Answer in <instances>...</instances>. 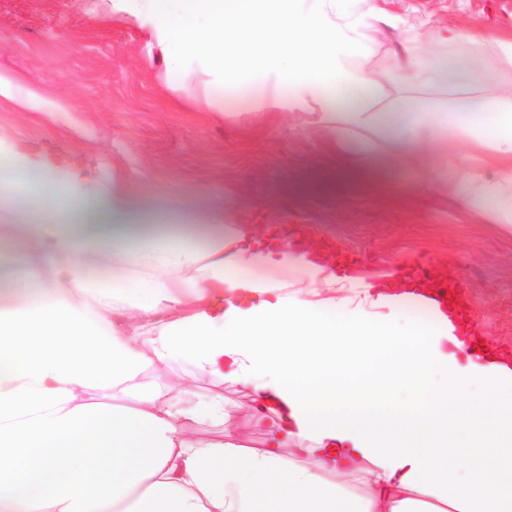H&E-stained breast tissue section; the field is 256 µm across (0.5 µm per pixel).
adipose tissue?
Segmentation results:
<instances>
[{
    "mask_svg": "<svg viewBox=\"0 0 512 512\" xmlns=\"http://www.w3.org/2000/svg\"><path fill=\"white\" fill-rule=\"evenodd\" d=\"M111 2L164 55L170 91L307 111L347 179L447 143L489 148L498 178L442 170L410 188L498 202L490 218L512 226V99L423 98L372 138L370 48L394 21L378 0ZM482 78L474 56L408 75ZM4 204L24 207L29 238L18 297L0 294V512H512V354H474L453 307L404 315L395 282L340 296L348 274L242 222L231 195L208 206L204 237L134 238L98 223L107 203L85 179L0 147ZM99 253L112 281L85 263ZM291 267L306 286L258 276ZM199 381L246 390L245 422ZM452 436L469 453L453 465ZM351 474L361 494L334 481Z\"/></svg>",
    "mask_w": 512,
    "mask_h": 512,
    "instance_id": "obj_1",
    "label": "adipose tissue"
}]
</instances>
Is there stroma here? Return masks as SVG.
<instances>
[{
    "label": "stroma",
    "mask_w": 512,
    "mask_h": 512,
    "mask_svg": "<svg viewBox=\"0 0 512 512\" xmlns=\"http://www.w3.org/2000/svg\"><path fill=\"white\" fill-rule=\"evenodd\" d=\"M398 14L382 26L371 68L389 82L380 112L409 99L446 100L457 88L411 87L402 79L418 60L479 56L486 79L470 88L483 100L512 99V62L497 40L512 37V0H390ZM460 29L466 40L417 47L413 30ZM479 43H472V36ZM166 62L136 28L107 12L103 0H0V142L34 156L63 158L92 189L120 182L140 224L206 222L201 193L220 201L235 193L250 224H285L315 242L332 262L398 268L424 258L448 284L462 287L453 305L474 322L486 349H512V230L477 216L448 192L400 194L393 183L416 174L398 168L362 183L335 178L327 135L295 111L257 122L243 95L222 98L214 112L203 98L174 96L161 76ZM56 115L45 125L43 112ZM490 151H428L425 169L441 160L496 178Z\"/></svg>",
    "instance_id": "1"
}]
</instances>
